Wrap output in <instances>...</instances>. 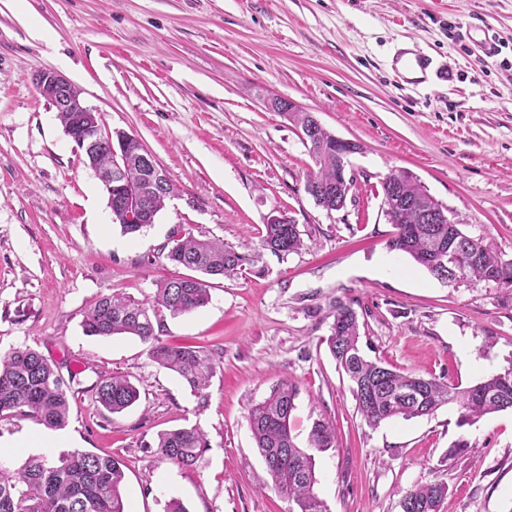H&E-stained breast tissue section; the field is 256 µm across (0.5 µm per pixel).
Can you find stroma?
I'll return each mask as SVG.
<instances>
[{"mask_svg":"<svg viewBox=\"0 0 512 512\" xmlns=\"http://www.w3.org/2000/svg\"><path fill=\"white\" fill-rule=\"evenodd\" d=\"M490 28L485 56L472 35ZM412 44L437 71L418 84L392 68ZM62 73L106 129L135 135L175 193L143 232L122 233L83 150L32 83ZM281 95L338 138L350 158L346 206L305 190L315 164L302 133L268 110ZM411 172L464 233L512 261V0H0V352L30 346L73 374L66 449L119 456L131 512H292L259 489L264 462L249 407L281 380L298 390L292 435L336 430L315 452V491L330 512H401L404 492L445 483L441 512H512V411L459 425L454 406L368 427L326 342L337 304L359 315L365 354L464 386L512 363V288L444 283L390 251L381 182ZM303 247L260 249L273 210ZM259 253L210 303L158 330L202 348L213 373L193 392L138 338L85 335L100 297L142 302L179 275L173 231ZM122 375L138 402L112 414L100 378ZM198 425L209 446L187 470L155 453L159 432ZM468 453L449 458L458 440ZM309 448L325 451L336 446V433L329 424L321 421L314 422L309 434Z\"/></svg>","mask_w":512,"mask_h":512,"instance_id":"obj_1","label":"stroma"}]
</instances>
